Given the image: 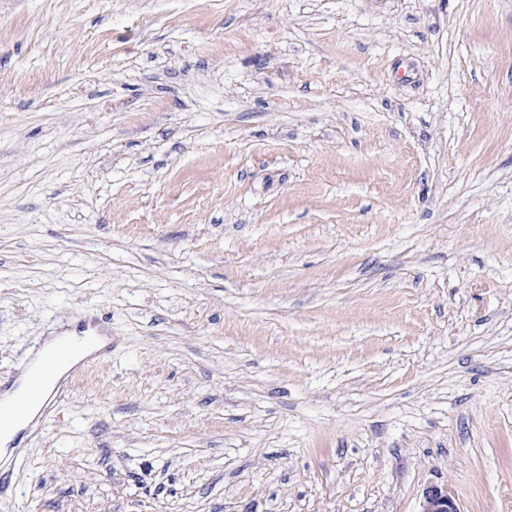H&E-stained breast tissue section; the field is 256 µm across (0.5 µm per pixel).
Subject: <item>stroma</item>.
Segmentation results:
<instances>
[{
    "mask_svg": "<svg viewBox=\"0 0 512 512\" xmlns=\"http://www.w3.org/2000/svg\"><path fill=\"white\" fill-rule=\"evenodd\" d=\"M0 512H512V0H0ZM95 339L96 341L94 346L83 351L71 365L60 369L53 382H37L33 376L25 371L9 389L4 391L3 400L1 401L0 399L1 405L2 403H8L12 401L19 393L23 392L26 396L27 408L23 418L17 422L11 420L12 423L10 431L5 436H2V434L0 435V454H3V456L12 455L15 448H8L9 444L19 433L29 427L34 418L40 412L43 404L50 399L54 389V384L60 379H63L68 374L69 370L74 367L80 360H84L94 352L99 351L108 342L107 338L104 336H95ZM66 393L67 391L61 390L55 399L53 397L51 400H49L46 405L47 411L52 409L56 401L63 399L66 396ZM420 512H461L452 490L446 484H430L422 493Z\"/></svg>",
    "mask_w": 512,
    "mask_h": 512,
    "instance_id": "1",
    "label": "stroma"
}]
</instances>
